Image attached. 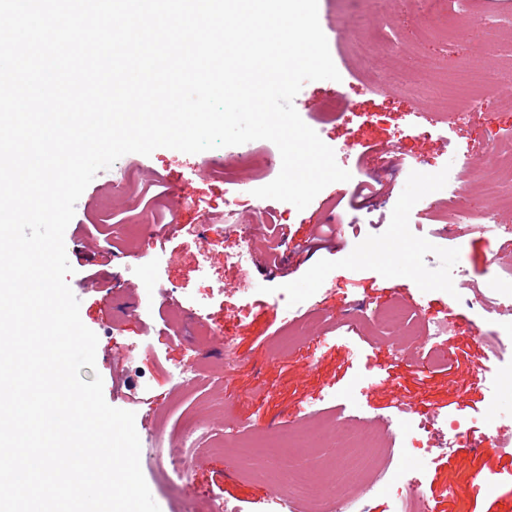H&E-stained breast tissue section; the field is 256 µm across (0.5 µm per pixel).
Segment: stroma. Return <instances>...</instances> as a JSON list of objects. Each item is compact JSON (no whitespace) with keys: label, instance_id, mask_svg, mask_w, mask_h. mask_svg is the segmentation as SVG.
I'll return each mask as SVG.
<instances>
[{"label":"stroma","instance_id":"1","mask_svg":"<svg viewBox=\"0 0 512 512\" xmlns=\"http://www.w3.org/2000/svg\"><path fill=\"white\" fill-rule=\"evenodd\" d=\"M493 0H467L444 17L420 0H387L368 26L354 27L345 0H321L322 31L340 81L306 82L294 99L302 120L330 146L350 181L325 187L304 209L260 199L253 191L272 182L281 155L267 140L251 141L269 159L251 178L227 146L187 154L159 148L130 153L99 171L75 205L64 242L74 269L68 283L80 317L96 333L95 368L106 402L135 414L141 469L161 512H266L290 471L314 468L332 448H298L262 455L264 479L244 474L229 447L239 423L255 433L287 437L325 415L356 419L379 433L395 428L402 404L414 411L466 421L462 437L434 434L420 466L428 512H448L452 500L479 512H505L512 493V431L483 425L486 414L512 401V384L499 386V359L480 341L489 315L469 301L490 279L512 271V209L499 208L512 176H481L491 164L475 142L512 134V23L486 22ZM474 83L476 97L449 100L458 76ZM345 96L332 118L323 105L334 88ZM461 112L453 129L429 125L425 114ZM453 164L457 192L435 211L397 210V202L434 191L433 177ZM376 177L378 194L348 207L341 198L356 180ZM238 201L227 214L224 201ZM266 225L254 230L255 207ZM497 209L503 229L491 236L455 221L458 210ZM198 226L215 253L234 249L247 234L257 290L234 291L238 272L216 264L198 269ZM447 287L435 276L450 262ZM401 302L409 323L442 332L449 361L423 366L399 354L386 331L358 330L375 309ZM205 303L203 322L184 313ZM300 318L308 335L283 357L274 351ZM239 361L224 369L221 341ZM202 362L194 380L181 373ZM205 427L195 452L185 453L180 426ZM488 476L476 489L469 476Z\"/></svg>","mask_w":512,"mask_h":512}]
</instances>
